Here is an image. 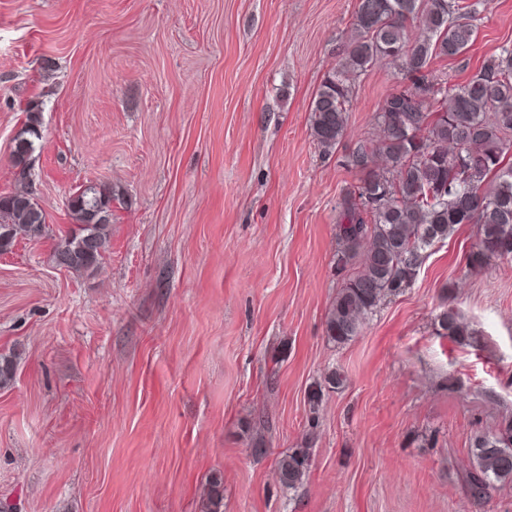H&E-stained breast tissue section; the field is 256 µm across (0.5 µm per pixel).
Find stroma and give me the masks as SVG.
I'll return each instance as SVG.
<instances>
[{
	"mask_svg": "<svg viewBox=\"0 0 512 512\" xmlns=\"http://www.w3.org/2000/svg\"><path fill=\"white\" fill-rule=\"evenodd\" d=\"M358 0H0V195L13 137L41 138L28 188L47 235L0 253V503L12 512H512L462 478L470 440L512 419V262L479 269L463 224L359 336L328 342L343 277L342 163L405 86L380 63L322 155L310 104L343 55ZM512 43V0L433 75L465 81ZM111 185L110 247L80 274L50 254L67 200ZM454 306L472 333L440 335ZM345 384L307 394L331 372ZM262 442L265 452L253 451ZM312 450L298 490L280 453Z\"/></svg>",
	"mask_w": 512,
	"mask_h": 512,
	"instance_id": "stroma-1",
	"label": "stroma"
}]
</instances>
